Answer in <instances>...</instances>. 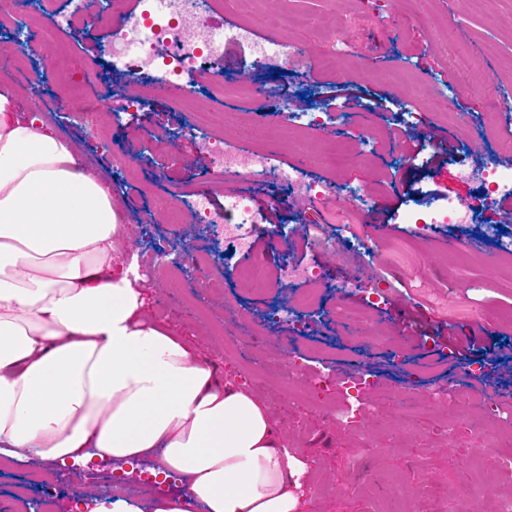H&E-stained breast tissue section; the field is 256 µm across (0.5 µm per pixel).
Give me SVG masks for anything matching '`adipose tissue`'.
I'll use <instances>...</instances> for the list:
<instances>
[{
	"label": "adipose tissue",
	"instance_id": "adipose-tissue-1",
	"mask_svg": "<svg viewBox=\"0 0 512 512\" xmlns=\"http://www.w3.org/2000/svg\"><path fill=\"white\" fill-rule=\"evenodd\" d=\"M120 213L71 143L0 85V456L125 464L155 452V512H300L304 460L267 404L151 320Z\"/></svg>",
	"mask_w": 512,
	"mask_h": 512
}]
</instances>
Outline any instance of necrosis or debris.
<instances>
[{"label": "necrosis or debris", "mask_w": 512, "mask_h": 512, "mask_svg": "<svg viewBox=\"0 0 512 512\" xmlns=\"http://www.w3.org/2000/svg\"><path fill=\"white\" fill-rule=\"evenodd\" d=\"M139 15L123 29L114 32L104 46L108 58L128 57V73L140 76L156 71L161 81L180 88V101L194 102L213 91L212 76L220 75L216 62L223 54L224 44L207 21L211 0H141ZM7 9L15 24L11 31L19 43V56H31L36 47L55 42L59 32L81 23L94 27L108 24L112 0H69L67 12L53 17L52 22L33 27L31 20L52 9L51 0H8ZM202 148L211 156L217 174L224 184L237 185V192L228 194V210L236 212L237 222L224 220L212 210L205 194L183 202L170 197L158 201L153 213L144 217L145 223L163 219L167 224L184 223L187 213H194L199 224H216L226 244L240 250L249 249L252 228L258 218L250 207L248 185L268 175L288 184L291 201L298 202L311 196H332L333 187L305 181L299 175L280 169L270 171L268 156L259 151H233L225 147L223 138L201 137ZM461 179L477 183L480 195L467 204L449 198L422 201L396 214L397 223L410 225L416 234L424 236L436 226L467 225L489 238L498 236V215L494 202L497 196L512 193V169L500 167L492 158L480 162L471 159V146L462 143L453 152ZM238 279L247 283L260 295L275 288L277 283L305 282L319 284L324 275L315 267L286 264L279 280H272L262 264L254 263L235 269Z\"/></svg>", "instance_id": "1"}]
</instances>
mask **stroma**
<instances>
[{"mask_svg": "<svg viewBox=\"0 0 512 512\" xmlns=\"http://www.w3.org/2000/svg\"><path fill=\"white\" fill-rule=\"evenodd\" d=\"M288 9L294 23L282 31L308 49L292 80L273 78L257 67L250 43L224 46L221 67L230 80H248L269 90L260 100L248 91L226 89L210 97L209 107L238 113L237 124L223 135L241 149H275V167L293 169L308 180L334 183L335 196L316 199L314 206L294 212L283 204L287 187L274 180L251 192L250 205L260 218L249 250L218 261L216 231L210 224L156 222V247L144 246L140 218L157 197L208 193L215 211L224 209V187L213 172V162L201 151L191 106L161 97L143 108L114 104L119 122L102 117L96 129H87L75 110L76 99L98 96L96 74L101 48L124 19L139 13L132 0L124 17H112L106 27L81 34L64 33L43 46L41 58L16 65L7 81L15 89L21 112L41 113L61 137L73 142L82 161L104 180H117L114 200L122 213V258H134L144 268L141 286L151 318L168 325L211 359L220 375L254 390L269 405L288 436L293 454L309 465L302 488L300 512H443L448 502L473 496L475 512H489L496 496L512 491V404L496 418L497 436L473 431L468 417L457 415L455 401L469 386L457 358H479L493 350L512 357V261L495 256V242L476 241L470 228L440 226L424 237L414 234L394 216L414 196L470 199L476 186L458 176L454 161L441 153L429 137L416 140L419 154L407 163L396 153L392 115L407 104L428 109L434 97L449 100L433 129L447 133L449 142L471 138L480 143L474 159L492 153L497 163H512V0H215L209 20L229 30L249 26L255 37L268 32L271 9ZM397 15V27H380L381 15ZM359 50L344 57L335 70L319 65L323 54L337 43ZM481 56V66L460 69L459 50ZM57 61L67 79L54 85L50 98H36L28 74L41 62ZM495 81L498 109L506 119L485 128L488 110L484 86ZM351 85L363 107L347 104L335 94L336 86ZM287 101L291 112H325L320 130L281 126L268 131L251 121L252 114L277 111ZM470 116L474 128L460 125L456 114ZM173 132L179 140L166 155L156 153L153 135ZM130 169L117 176V160ZM365 191L367 209L353 210L347 192ZM286 223L320 224L335 238L374 245L377 258L367 260L365 271L335 252L291 237L272 244L269 228ZM188 245L200 258L206 279H226L215 290L171 273L156 260L153 249ZM303 257L306 265L323 270L326 283L319 308L307 312L303 366L307 379L331 374L335 392L312 394L301 400L288 396L277 375L256 372L267 355L298 344L285 324L264 330L259 326L274 302H292L307 287L295 284L257 296L238 279L224 276L225 266L252 262L278 274L286 257ZM354 284L351 294L341 286ZM235 304L249 311L252 330L226 323L224 310ZM368 316L372 332L398 342L405 350L403 365H394L385 347L365 351L361 334L336 326L341 311ZM445 353L436 364L437 353ZM378 379L368 397L371 409L367 428H342L337 414L348 401L346 381L360 368ZM414 379L430 389L431 397L417 398L401 407L392 400L394 389ZM496 462L490 474L481 463ZM116 462L84 466L0 457V512H30L29 502L43 496L42 480L53 482L51 512H74L71 487L90 491L101 500V487Z\"/></svg>", "mask_w": 512, "mask_h": 512, "instance_id": "35a3bbf8", "label": "stroma"}]
</instances>
